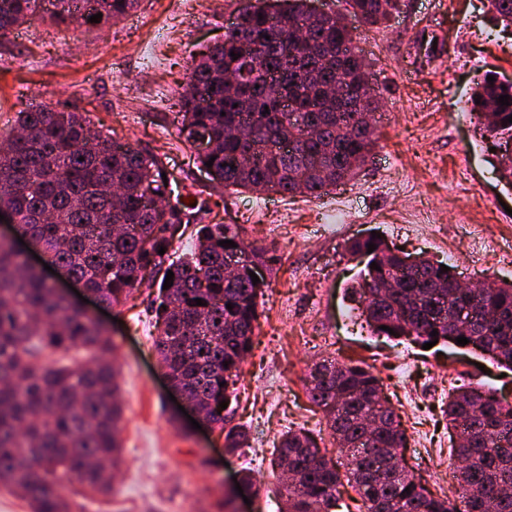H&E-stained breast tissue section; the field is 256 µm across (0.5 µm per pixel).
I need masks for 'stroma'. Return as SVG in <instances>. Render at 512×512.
<instances>
[{"label":"stroma","instance_id":"stroma-1","mask_svg":"<svg viewBox=\"0 0 512 512\" xmlns=\"http://www.w3.org/2000/svg\"><path fill=\"white\" fill-rule=\"evenodd\" d=\"M178 2L141 0L104 26L36 20L0 40V137L17 112L38 105L87 113L95 129L161 158L174 192L193 198L176 255L192 245L196 225L221 223L241 225L246 241L280 258L238 383L234 420L252 434L242 454L225 453L219 430L193 428L170 400L152 347L156 289L139 288L105 313L87 303L116 345L124 419L110 500L82 501L75 512H278L266 472L281 433L305 429L338 456L307 389L310 367L325 357L371 368L402 418L406 468L432 495H451L448 394L477 383L512 404V371L451 343L426 350L362 326L351 288L363 266L347 244L377 232L466 282L512 280V188L468 104L484 75L512 80V28L497 23L488 0H399L378 29L349 18L382 103L374 154L328 195L282 196L224 189L180 139L177 91L191 60L223 42L238 0H195L175 22ZM246 469L263 485L241 495L234 480Z\"/></svg>","mask_w":512,"mask_h":512}]
</instances>
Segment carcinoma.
<instances>
[{"instance_id":"carcinoma-1","label":"carcinoma","mask_w":512,"mask_h":512,"mask_svg":"<svg viewBox=\"0 0 512 512\" xmlns=\"http://www.w3.org/2000/svg\"><path fill=\"white\" fill-rule=\"evenodd\" d=\"M56 24L98 23L126 15L137 0H57ZM42 0H0V40L41 17ZM345 12L317 18L308 0L274 6L240 0L238 31L208 49L189 68L180 93V132L212 145L197 153L200 164L226 188L320 197L351 180L375 145L367 116L379 102L361 98L371 64L342 23L348 12L367 26L386 22L397 0H344ZM495 17L512 26V0H490ZM271 10L303 24L305 40L271 29L258 14ZM257 47L248 77L224 79L240 44ZM343 80V105L321 86ZM509 96L508 104L499 96ZM480 103H475V100ZM482 114L483 134L493 138L505 184L512 188V84L482 80L470 97ZM156 158L91 128L80 112L38 106L18 113L14 131L0 142V214L41 251L47 263L84 282L106 305L126 302L143 284L158 287L153 340L172 386L218 426L224 447H249L250 432L233 419L229 380L253 346L258 297L256 267L272 272L277 257L267 247L247 246L234 224H201L184 262L167 263L181 229L180 199L169 211L146 206L145 197L168 192ZM237 244L245 261L224 273L226 248ZM377 246L367 253L368 244ZM375 237L350 242L367 256L353 295L372 330L429 343L456 332L460 312L474 305L468 347L512 370V282L434 297L450 284L453 270L425 256L379 249ZM165 248L160 255L158 250ZM377 263L380 270L370 268ZM173 285L163 289L167 272ZM204 305H196V300ZM232 309H227V305ZM436 336H431L432 331ZM115 349L109 330L69 303L35 268L15 241L0 239V487L27 502L31 512H72L68 497L77 485L107 494V467L120 456L123 406L117 397ZM84 350L76 369L59 356ZM309 396L321 407L340 452L348 484L365 512H452L449 501L425 493L419 478L400 463L407 436L400 416L380 397L379 379L360 365L325 359L309 373ZM227 402V408L220 407ZM453 431L456 491L466 512H512V405L476 387L448 397ZM295 473L285 490L283 512H332L341 485L338 467L302 431L282 436L271 460L272 476Z\"/></svg>"}]
</instances>
